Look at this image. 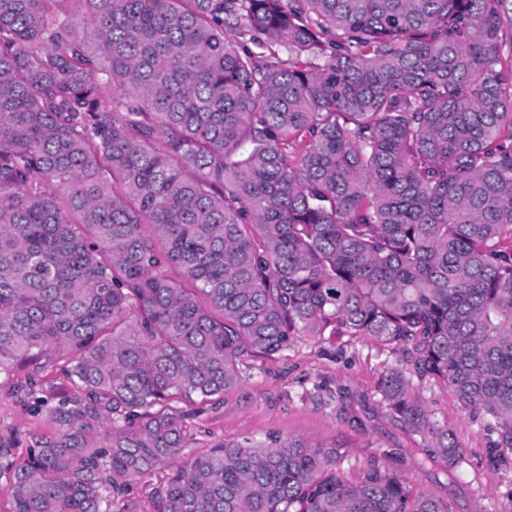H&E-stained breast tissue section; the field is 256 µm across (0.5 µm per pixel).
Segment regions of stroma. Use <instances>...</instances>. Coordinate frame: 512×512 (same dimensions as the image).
Segmentation results:
<instances>
[{
	"label": "stroma",
	"instance_id": "1",
	"mask_svg": "<svg viewBox=\"0 0 512 512\" xmlns=\"http://www.w3.org/2000/svg\"><path fill=\"white\" fill-rule=\"evenodd\" d=\"M403 359V345L348 336L306 338L280 354L251 358L242 366L241 386L225 393L223 403L189 419L186 452L198 454L224 439H260L273 432L312 444L346 445L350 453L342 470L352 479L371 459L393 453L395 466L415 488L443 495L422 463V439L404 431L377 402L381 372ZM32 371L25 365L14 379L0 380V435H15L21 454L29 432L45 428L42 416L14 387ZM412 384L468 450L454 474L462 493L459 512H512V454H498L495 423L461 409L450 389L432 379L416 377Z\"/></svg>",
	"mask_w": 512,
	"mask_h": 512
}]
</instances>
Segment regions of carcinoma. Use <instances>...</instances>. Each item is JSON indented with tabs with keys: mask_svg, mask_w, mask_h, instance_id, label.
<instances>
[{
	"mask_svg": "<svg viewBox=\"0 0 512 512\" xmlns=\"http://www.w3.org/2000/svg\"><path fill=\"white\" fill-rule=\"evenodd\" d=\"M405 346L512 453V0H0V376L57 361L9 512H457L386 458L190 413L306 336ZM158 467L145 501L128 486Z\"/></svg>",
	"mask_w": 512,
	"mask_h": 512,
	"instance_id": "1",
	"label": "carcinoma"
}]
</instances>
